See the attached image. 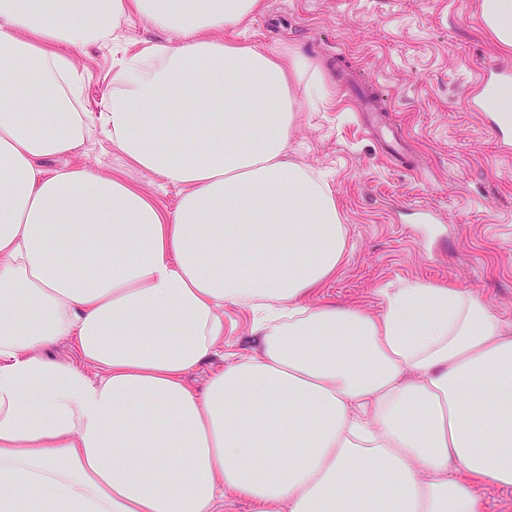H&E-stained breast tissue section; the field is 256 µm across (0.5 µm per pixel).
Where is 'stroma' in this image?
I'll return each mask as SVG.
<instances>
[{"mask_svg":"<svg viewBox=\"0 0 512 512\" xmlns=\"http://www.w3.org/2000/svg\"><path fill=\"white\" fill-rule=\"evenodd\" d=\"M478 0H264L244 31L263 49L288 45L309 57L327 87L303 107L285 161L322 175L334 193L347 248L336 275L316 289L327 299L381 312L384 292L414 281L448 283L485 297L512 326V159L467 100L483 68L512 65V52L477 20ZM148 22H123L107 45L69 50L89 132L51 172L78 163L123 173L167 210L181 189L127 166L101 119L121 61L163 40ZM380 92L374 128L344 86ZM407 147L389 162L381 136ZM251 313L224 307V349L253 348Z\"/></svg>","mask_w":512,"mask_h":512,"instance_id":"35a3bbf8","label":"stroma"}]
</instances>
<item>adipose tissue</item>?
<instances>
[{"instance_id": "obj_1", "label": "adipose tissue", "mask_w": 512, "mask_h": 512, "mask_svg": "<svg viewBox=\"0 0 512 512\" xmlns=\"http://www.w3.org/2000/svg\"><path fill=\"white\" fill-rule=\"evenodd\" d=\"M262 0H0V512H485L512 487V330L412 282L382 312L309 303L346 251L336 198L282 156L325 88L241 39ZM104 116L117 175L39 162L83 141L64 48L131 18ZM256 349L224 351V306ZM67 343L72 358L48 352ZM203 384L188 376L212 358Z\"/></svg>"}]
</instances>
